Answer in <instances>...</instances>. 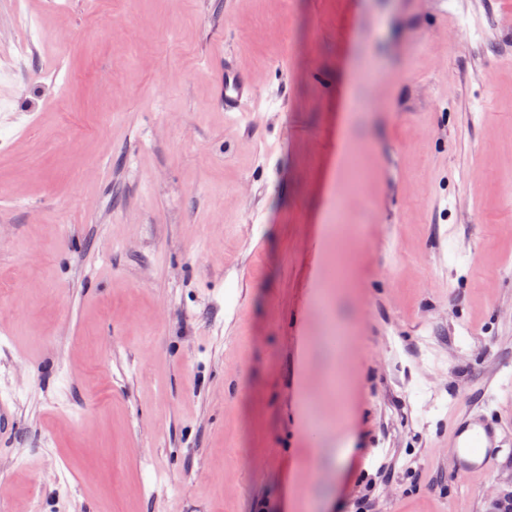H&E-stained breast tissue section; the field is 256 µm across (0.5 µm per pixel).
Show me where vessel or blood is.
<instances>
[{
  "instance_id": "1",
  "label": "vessel or blood",
  "mask_w": 512,
  "mask_h": 512,
  "mask_svg": "<svg viewBox=\"0 0 512 512\" xmlns=\"http://www.w3.org/2000/svg\"><path fill=\"white\" fill-rule=\"evenodd\" d=\"M254 94L251 78L232 63H225V111H243ZM504 442L501 427L493 417L481 413L465 416L457 422L449 439L455 450V469L469 476L487 475L496 468Z\"/></svg>"
}]
</instances>
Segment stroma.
I'll return each instance as SVG.
<instances>
[{
    "label": "stroma",
    "mask_w": 512,
    "mask_h": 512,
    "mask_svg": "<svg viewBox=\"0 0 512 512\" xmlns=\"http://www.w3.org/2000/svg\"><path fill=\"white\" fill-rule=\"evenodd\" d=\"M4 70L0 512L512 493V0H0ZM255 94L251 78L237 66L224 60V109L242 112ZM505 438L497 420L481 413L469 414L456 423L449 439L455 449L454 467L469 476L494 470Z\"/></svg>",
    "instance_id": "35a3bbf8"
}]
</instances>
